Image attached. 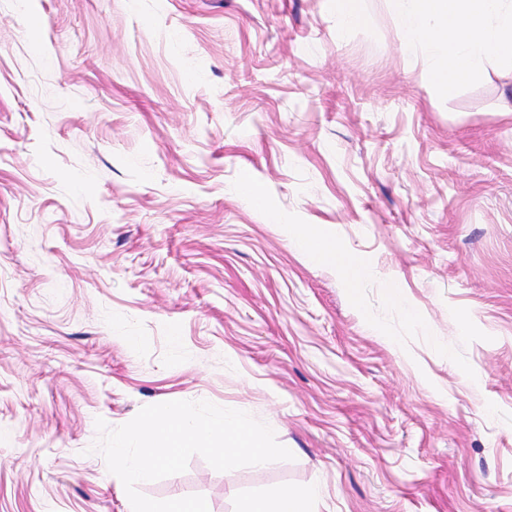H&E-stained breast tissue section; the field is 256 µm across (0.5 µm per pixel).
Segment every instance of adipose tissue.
<instances>
[{
  "label": "adipose tissue",
  "mask_w": 512,
  "mask_h": 512,
  "mask_svg": "<svg viewBox=\"0 0 512 512\" xmlns=\"http://www.w3.org/2000/svg\"><path fill=\"white\" fill-rule=\"evenodd\" d=\"M410 50H423L433 62L435 91L448 96L464 80L493 65L512 66V0H390ZM299 248L335 266L352 282L363 271L319 234L302 231ZM311 489L283 488L245 501L240 512H316Z\"/></svg>",
  "instance_id": "1"
}]
</instances>
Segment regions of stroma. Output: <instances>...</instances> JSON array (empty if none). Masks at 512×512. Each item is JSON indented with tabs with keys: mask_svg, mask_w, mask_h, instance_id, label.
I'll return each mask as SVG.
<instances>
[{
	"mask_svg": "<svg viewBox=\"0 0 512 512\" xmlns=\"http://www.w3.org/2000/svg\"><path fill=\"white\" fill-rule=\"evenodd\" d=\"M174 400L294 458L156 500L512 512V68L438 95L388 0H0V512H129L95 420ZM368 0H334V13L339 26L350 30L362 25L366 19ZM296 241L302 251L308 253L321 263L341 269L352 282L359 283L364 278V272L360 268L336 251L335 247L319 234L311 231H302L297 233ZM313 489L283 488L245 501L239 512H316Z\"/></svg>",
	"mask_w": 512,
	"mask_h": 512,
	"instance_id": "35a3bbf8",
	"label": "stroma"
}]
</instances>
